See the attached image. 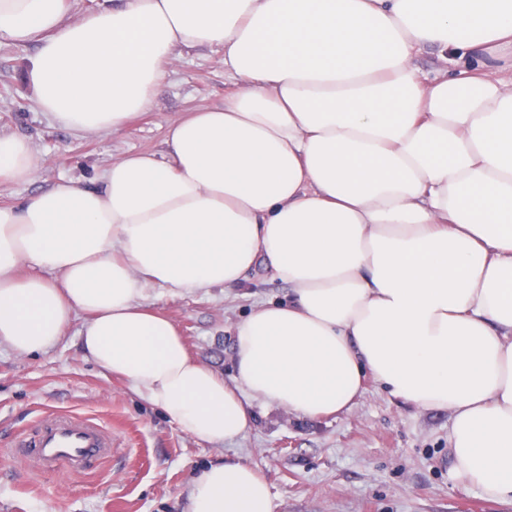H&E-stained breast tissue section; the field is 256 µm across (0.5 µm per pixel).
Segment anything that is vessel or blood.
Masks as SVG:
<instances>
[{
	"label": "vessel or blood",
	"instance_id": "vessel-or-blood-1",
	"mask_svg": "<svg viewBox=\"0 0 512 512\" xmlns=\"http://www.w3.org/2000/svg\"><path fill=\"white\" fill-rule=\"evenodd\" d=\"M13 452L42 469L83 473L111 454L112 432L91 419L51 414L42 418L34 438L15 441Z\"/></svg>",
	"mask_w": 512,
	"mask_h": 512
}]
</instances>
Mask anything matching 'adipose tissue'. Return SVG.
<instances>
[{"instance_id":"1","label":"adipose tissue","mask_w":512,"mask_h":512,"mask_svg":"<svg viewBox=\"0 0 512 512\" xmlns=\"http://www.w3.org/2000/svg\"><path fill=\"white\" fill-rule=\"evenodd\" d=\"M36 46L35 101L109 134L148 110L170 63L224 51L223 104L168 126L160 152L0 207V345L84 356L193 437L221 445L254 400L349 412L373 378L452 414L462 490L512 499V0H0V40ZM437 49L434 77L411 65ZM40 159L0 134V184ZM31 272L19 275L20 264ZM288 284L235 333L231 379L188 352L152 292ZM261 472L209 465L189 512H272Z\"/></svg>"}]
</instances>
